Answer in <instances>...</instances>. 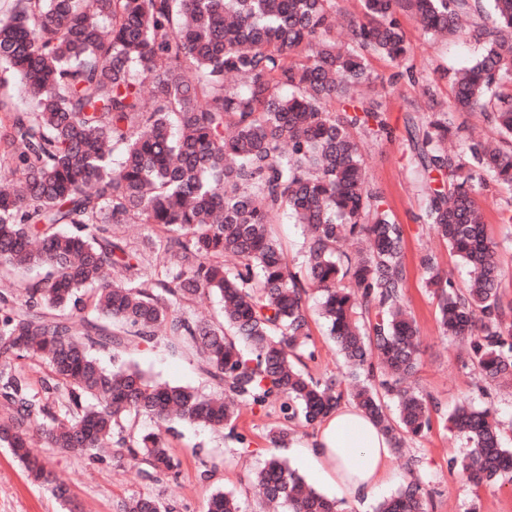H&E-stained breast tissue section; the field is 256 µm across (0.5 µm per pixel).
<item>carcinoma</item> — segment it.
<instances>
[{
    "mask_svg": "<svg viewBox=\"0 0 512 512\" xmlns=\"http://www.w3.org/2000/svg\"><path fill=\"white\" fill-rule=\"evenodd\" d=\"M350 43L332 38L336 0H15L0 15V113L14 179L0 190V280L37 269L23 298L0 290V446L59 498L31 432L63 451L114 448L148 483L175 472L172 420L235 429L239 407L277 406L279 447L344 400L391 434L393 449L432 429L436 404L414 382L420 336L404 305L405 228L370 189L359 133L390 137L375 100L355 94L369 58L397 64L409 13L430 38L472 18L482 53L444 74L448 109L406 119L408 147L435 235L468 267L457 283L437 256L420 258L446 337L466 342L482 382L512 387V298L477 200L492 179L512 190V0H361ZM15 80L30 97L16 109ZM339 108L332 109L333 105ZM455 112H479L497 143L461 134ZM464 141L460 152L448 136ZM121 149L120 159L113 152ZM307 226L303 263L288 261L272 224ZM102 224H145L131 242ZM364 241L352 257L342 240ZM321 298L353 389L298 369L312 344L311 293ZM204 295L222 318L200 320ZM162 332L190 353L212 385L201 393L162 383L133 362L108 367L101 352L131 354ZM37 358L35 380L17 361ZM147 418L157 429H135ZM469 450L459 467L475 487L512 484V448L488 410L451 417ZM260 505L281 512H341L287 461L255 473ZM419 481L375 512H429ZM121 512H171L152 495ZM206 512H242L213 493Z\"/></svg>",
    "mask_w": 512,
    "mask_h": 512,
    "instance_id": "cac0c4a2",
    "label": "carcinoma"
}]
</instances>
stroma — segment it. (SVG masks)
Wrapping results in <instances>:
<instances>
[{"label": "stroma", "instance_id": "stroma-1", "mask_svg": "<svg viewBox=\"0 0 512 512\" xmlns=\"http://www.w3.org/2000/svg\"><path fill=\"white\" fill-rule=\"evenodd\" d=\"M400 20L410 45L407 64L413 75L397 76L395 64L381 58L372 59V82L364 86L363 92L368 95L376 89H385L382 110L392 134L378 140L365 138L364 155L371 187L380 193L390 217L405 228L404 262L409 271L405 303L422 339L416 382L421 390L435 398L439 411L430 432L393 453L389 461L390 478L385 485L359 503L344 504L343 510L373 512L380 500L416 478L429 492L431 512H470L475 506L480 512H512V485L477 488L448 466L450 459L462 458L468 450L464 436L446 424L447 418L463 404L477 410L492 409L506 423L504 444L512 448V388L491 386L479 390L478 374L465 345L446 339L438 328L436 303L419 267L423 247L432 245L441 266L458 281H466L468 274L445 244L432 241L429 226L423 220L420 184L411 170L410 154L405 148L406 117L426 122L432 115L427 100L419 93V80H437L439 100H450L451 88L443 80V73L471 65L482 45L468 33L433 44L426 40L410 14H401ZM511 201L512 190L491 180L478 194L488 234L497 243L498 255L507 266H512V224L501 223L499 212ZM310 316L314 355L302 357L299 369L317 378L340 374L343 359L323 319L315 308ZM135 360L157 380L199 389L205 386L195 357L171 355L164 340L143 347ZM280 423L278 408L241 407L237 430L249 441L245 448L229 432L178 425V434L171 444L181 461L180 472L151 484L141 481L138 467L130 458L105 456L92 460L49 447L44 439H36V451L47 461L49 470L68 483L69 498L64 502L56 498L50 485L31 483L8 449L0 447V512H116L121 500L147 493L174 506L176 512H205L208 498L219 490L233 493L244 512H251L256 504L251 480L273 451L266 438L268 431ZM205 462L213 464L215 470L209 481L202 482L197 478V471Z\"/></svg>", "mask_w": 512, "mask_h": 512}]
</instances>
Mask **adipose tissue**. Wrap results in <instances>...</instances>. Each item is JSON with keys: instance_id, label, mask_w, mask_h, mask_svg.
I'll return each mask as SVG.
<instances>
[{"instance_id": "adipose-tissue-1", "label": "adipose tissue", "mask_w": 512, "mask_h": 512, "mask_svg": "<svg viewBox=\"0 0 512 512\" xmlns=\"http://www.w3.org/2000/svg\"><path fill=\"white\" fill-rule=\"evenodd\" d=\"M337 496L356 502L386 483L392 443L386 431L354 403L336 407L306 439L287 448Z\"/></svg>"}]
</instances>
